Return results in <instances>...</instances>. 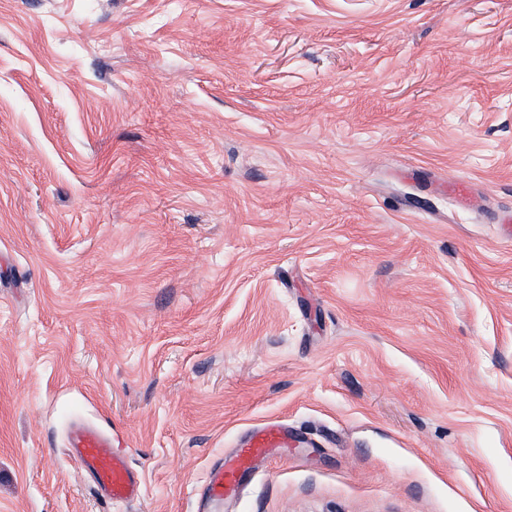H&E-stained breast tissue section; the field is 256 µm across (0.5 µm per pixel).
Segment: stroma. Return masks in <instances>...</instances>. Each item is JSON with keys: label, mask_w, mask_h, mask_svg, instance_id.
Wrapping results in <instances>:
<instances>
[{"label": "stroma", "mask_w": 512, "mask_h": 512, "mask_svg": "<svg viewBox=\"0 0 512 512\" xmlns=\"http://www.w3.org/2000/svg\"><path fill=\"white\" fill-rule=\"evenodd\" d=\"M510 209L512 0H0V512H512ZM72 456L93 479L101 494L112 502L137 499L142 481L108 438L95 428L76 424L69 437ZM285 438L284 429L278 424H266L254 428L244 442L243 448L237 454L233 464L225 467L224 463L214 472L209 486V495L214 500L224 501L225 493L236 492L239 488L242 474L254 456L273 448Z\"/></svg>", "instance_id": "obj_1"}]
</instances>
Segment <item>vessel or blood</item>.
<instances>
[{
	"label": "vessel or blood",
	"mask_w": 512,
	"mask_h": 512,
	"mask_svg": "<svg viewBox=\"0 0 512 512\" xmlns=\"http://www.w3.org/2000/svg\"><path fill=\"white\" fill-rule=\"evenodd\" d=\"M285 437L277 424L254 428L248 435L233 464L220 467L213 475L209 494L223 500L225 494L236 492L244 471L254 456L279 444ZM72 456L93 479L101 494L115 502L141 497L142 481L133 472L124 455L112 447L108 438L95 428L74 425L69 437Z\"/></svg>",
	"instance_id": "1"
}]
</instances>
